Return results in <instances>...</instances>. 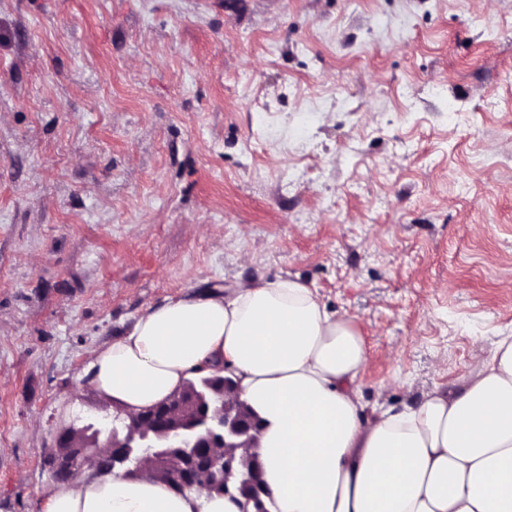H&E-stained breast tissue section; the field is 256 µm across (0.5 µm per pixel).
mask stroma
Wrapping results in <instances>:
<instances>
[{
  "mask_svg": "<svg viewBox=\"0 0 512 512\" xmlns=\"http://www.w3.org/2000/svg\"><path fill=\"white\" fill-rule=\"evenodd\" d=\"M290 279L363 415L512 335V0H0V512H42L92 349Z\"/></svg>",
  "mask_w": 512,
  "mask_h": 512,
  "instance_id": "35a3bbf8",
  "label": "stroma"
}]
</instances>
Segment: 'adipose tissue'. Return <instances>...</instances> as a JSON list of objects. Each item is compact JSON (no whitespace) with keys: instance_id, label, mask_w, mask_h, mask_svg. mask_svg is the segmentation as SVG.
<instances>
[{"instance_id":"adipose-tissue-1","label":"adipose tissue","mask_w":512,"mask_h":512,"mask_svg":"<svg viewBox=\"0 0 512 512\" xmlns=\"http://www.w3.org/2000/svg\"><path fill=\"white\" fill-rule=\"evenodd\" d=\"M365 342L310 288L255 281L142 311L93 349L88 390L137 413L199 367L235 377L262 420L259 454L278 512H512V336L459 390L363 420ZM44 512H234L167 484L88 468L48 489Z\"/></svg>"}]
</instances>
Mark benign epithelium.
<instances>
[{"mask_svg": "<svg viewBox=\"0 0 512 512\" xmlns=\"http://www.w3.org/2000/svg\"><path fill=\"white\" fill-rule=\"evenodd\" d=\"M260 429L261 419L241 399L236 380L191 379L141 413L115 408L84 441L57 436L48 459L59 474H80L87 463L108 458L114 474L170 475L176 492L197 496L220 486L237 512H272L257 452Z\"/></svg>", "mask_w": 512, "mask_h": 512, "instance_id": "obj_1", "label": "benign epithelium"}]
</instances>
